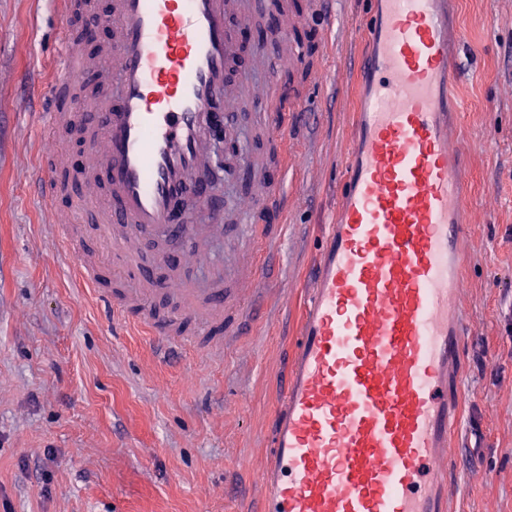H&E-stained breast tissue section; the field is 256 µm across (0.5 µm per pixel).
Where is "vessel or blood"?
<instances>
[{"label": "vessel or blood", "instance_id": "b4317fda", "mask_svg": "<svg viewBox=\"0 0 512 512\" xmlns=\"http://www.w3.org/2000/svg\"><path fill=\"white\" fill-rule=\"evenodd\" d=\"M363 67L371 86L355 119L337 221L328 225L294 337L282 401L269 426L262 512H445L434 495L439 451L458 417L465 330L454 321L461 277L463 145L448 133V83L460 46L448 0H373ZM227 0H113L111 68L94 96L76 93L90 70L81 41L61 32L60 74L46 134L91 109L92 177L76 215H100L103 247L132 288H100L123 319L168 344L211 339L224 323L219 277L178 278L175 311H152L142 250L157 236L201 234L174 215L194 196L212 229L224 206L202 178L215 130L234 105L228 75L241 56ZM61 157L43 160L46 201ZM280 181L259 177L240 204L250 219L280 216Z\"/></svg>", "mask_w": 512, "mask_h": 512}]
</instances>
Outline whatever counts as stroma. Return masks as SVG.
I'll return each instance as SVG.
<instances>
[{
  "mask_svg": "<svg viewBox=\"0 0 512 512\" xmlns=\"http://www.w3.org/2000/svg\"><path fill=\"white\" fill-rule=\"evenodd\" d=\"M240 30L255 88L269 74L303 88L284 99L281 147L288 210L276 225L238 230L247 177L224 192L225 294L239 318L224 351L161 349L124 323L78 276L56 225L72 196L47 204L36 165L49 150L79 165L82 137L48 140L37 115L56 77L67 19L51 0H0V512H259L258 475L290 346L337 181L351 117L365 90L357 69L367 0L303 4L297 31L314 46L309 68H285L265 0H249ZM464 36L455 58L457 135L463 154L468 332L461 362L462 418L448 450V512H512V0H454ZM252 158L268 160L260 106L243 94L233 114ZM254 273L243 281L244 270Z\"/></svg>",
  "mask_w": 512,
  "mask_h": 512,
  "instance_id": "stroma-1",
  "label": "stroma"
}]
</instances>
